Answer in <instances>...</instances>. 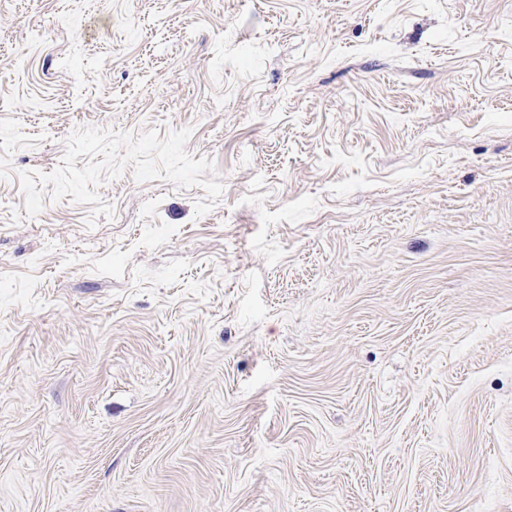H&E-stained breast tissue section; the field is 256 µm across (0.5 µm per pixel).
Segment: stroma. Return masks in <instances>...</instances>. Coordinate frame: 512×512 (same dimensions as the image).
<instances>
[{"instance_id":"35a3bbf8","label":"stroma","mask_w":512,"mask_h":512,"mask_svg":"<svg viewBox=\"0 0 512 512\" xmlns=\"http://www.w3.org/2000/svg\"><path fill=\"white\" fill-rule=\"evenodd\" d=\"M0 512H512V0H0Z\"/></svg>"}]
</instances>
